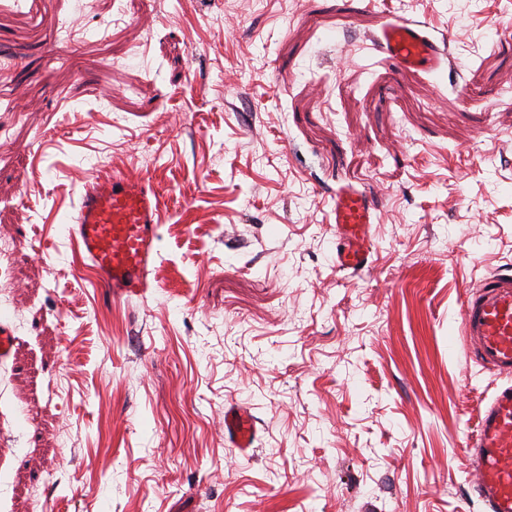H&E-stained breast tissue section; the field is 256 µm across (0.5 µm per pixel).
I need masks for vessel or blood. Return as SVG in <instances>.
I'll list each match as a JSON object with an SVG mask.
<instances>
[{
  "instance_id": "1",
  "label": "vessel or blood",
  "mask_w": 512,
  "mask_h": 512,
  "mask_svg": "<svg viewBox=\"0 0 512 512\" xmlns=\"http://www.w3.org/2000/svg\"><path fill=\"white\" fill-rule=\"evenodd\" d=\"M378 42L401 70L431 72L448 62L445 44L423 23L392 20ZM336 269L356 274L371 264L370 228L375 202L364 191L344 187L332 206ZM160 203L147 176L137 170L86 182L71 235L113 296H146L153 288ZM459 320L469 355L482 367L512 375V270L483 278L461 305ZM255 420L246 409L224 412V438L240 451L251 448ZM465 451L475 472L472 491L486 512H512V384L499 388L479 409L476 432Z\"/></svg>"
}]
</instances>
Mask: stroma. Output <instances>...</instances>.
<instances>
[{
	"label": "stroma",
	"instance_id": "35a3bbf8",
	"mask_svg": "<svg viewBox=\"0 0 512 512\" xmlns=\"http://www.w3.org/2000/svg\"><path fill=\"white\" fill-rule=\"evenodd\" d=\"M392 18L426 23L447 67L385 61ZM131 168L159 195L157 286L115 299L70 229L84 179ZM343 185L377 205L355 275ZM0 238V316L24 322L0 512H484L463 444L503 380L458 313L512 268V0L0 12ZM229 406L257 420L248 452ZM336 269L357 274L371 265L370 228L376 220L374 199L365 191L339 189L332 206ZM256 436L255 420L244 408L231 407L224 411V438L231 447L246 452Z\"/></svg>",
	"mask_w": 512,
	"mask_h": 512
}]
</instances>
